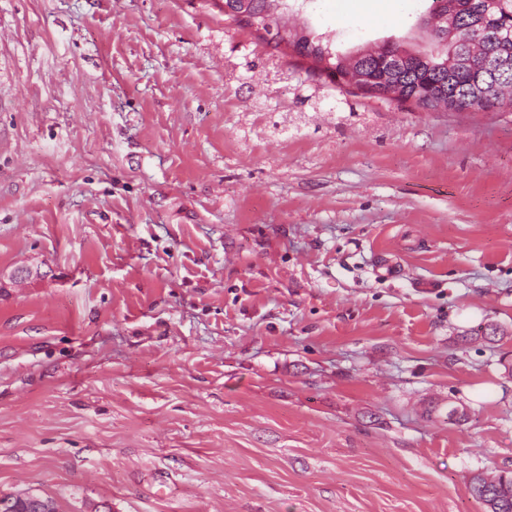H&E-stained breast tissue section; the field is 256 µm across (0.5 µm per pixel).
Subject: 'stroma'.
<instances>
[{"instance_id": "35a3bbf8", "label": "stroma", "mask_w": 512, "mask_h": 512, "mask_svg": "<svg viewBox=\"0 0 512 512\" xmlns=\"http://www.w3.org/2000/svg\"><path fill=\"white\" fill-rule=\"evenodd\" d=\"M432 0H296L337 50ZM0 496L486 512L512 112L336 88L215 0H0ZM507 332L490 344L480 327ZM466 420L447 417L449 404Z\"/></svg>"}]
</instances>
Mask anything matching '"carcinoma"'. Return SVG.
<instances>
[{"label":"carcinoma","instance_id":"cac0c4a2","mask_svg":"<svg viewBox=\"0 0 512 512\" xmlns=\"http://www.w3.org/2000/svg\"><path fill=\"white\" fill-rule=\"evenodd\" d=\"M453 1L482 2L432 0L428 19L418 27L430 36L433 48L427 52L400 48L401 69L394 73L379 69L381 48L343 53L333 48L328 36L304 30L288 34V45L296 54L323 65L331 77H341L336 83L339 88L351 86L371 96L392 92L395 100L410 102L418 109L448 112L481 106L478 93L493 88L494 109L512 110V0H493L496 6L490 10L473 8L453 33L428 30L429 19L447 14ZM224 5L234 21L238 14L248 13L260 24L277 22L267 18L269 0H224ZM468 492L484 503L488 512H512V476L494 475L488 481L477 474Z\"/></svg>","mask_w":512,"mask_h":512}]
</instances>
